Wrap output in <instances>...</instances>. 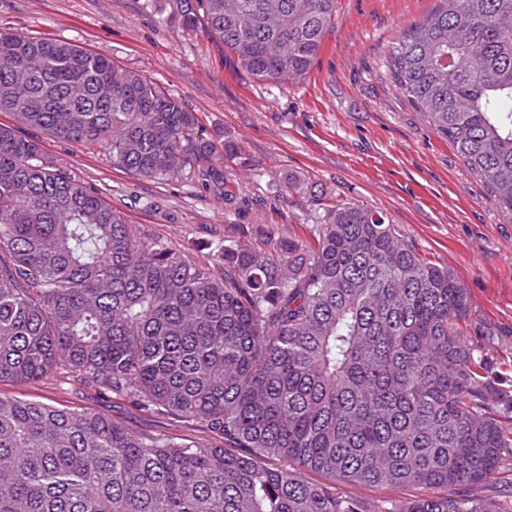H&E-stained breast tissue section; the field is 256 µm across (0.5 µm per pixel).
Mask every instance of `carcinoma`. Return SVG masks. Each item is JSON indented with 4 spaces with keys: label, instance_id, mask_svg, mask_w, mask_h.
Segmentation results:
<instances>
[{
    "label": "carcinoma",
    "instance_id": "carcinoma-1",
    "mask_svg": "<svg viewBox=\"0 0 512 512\" xmlns=\"http://www.w3.org/2000/svg\"><path fill=\"white\" fill-rule=\"evenodd\" d=\"M336 5L176 0L275 84L308 75ZM388 69L511 221L512 0H438ZM0 112L16 121L0 126V382L73 378L220 439L0 396V512H512V352L463 334L466 289L383 213L338 201L311 243L232 224L198 265L140 236L35 132L219 194L237 141L107 56L5 28ZM345 491H356L358 494L369 500H377L381 498H410L411 496L421 493L419 490L414 489H393V488H349L348 486H340Z\"/></svg>",
    "mask_w": 512,
    "mask_h": 512
}]
</instances>
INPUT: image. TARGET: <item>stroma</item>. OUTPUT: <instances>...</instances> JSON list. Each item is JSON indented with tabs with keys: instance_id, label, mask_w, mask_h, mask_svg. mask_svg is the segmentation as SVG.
Returning <instances> with one entry per match:
<instances>
[{
	"instance_id": "obj_1",
	"label": "stroma",
	"mask_w": 512,
	"mask_h": 512,
	"mask_svg": "<svg viewBox=\"0 0 512 512\" xmlns=\"http://www.w3.org/2000/svg\"><path fill=\"white\" fill-rule=\"evenodd\" d=\"M436 0H338L333 27L305 79L270 84L243 72L202 26L188 27L174 0H0V27L65 40L157 82L196 112L207 134L232 137L241 159L224 161V194L185 178L148 182L114 168L108 154L44 137L52 161L121 211L140 235L213 265L228 224L252 235L268 226L303 239L304 218L335 201L382 211L425 260L466 288L481 344L512 350V222L455 146L386 77L404 31ZM304 193H278L288 177ZM0 395L82 406L145 431L216 443L199 424L79 382L47 377L0 382Z\"/></svg>"
}]
</instances>
